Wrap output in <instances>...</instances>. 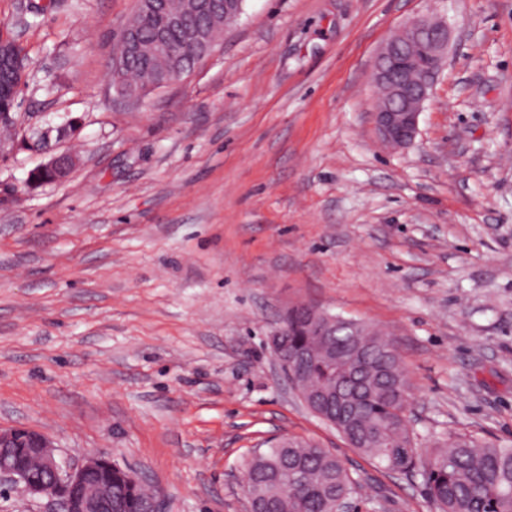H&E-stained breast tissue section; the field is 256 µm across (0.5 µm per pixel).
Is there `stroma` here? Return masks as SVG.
Here are the masks:
<instances>
[{
	"instance_id": "obj_1",
	"label": "stroma",
	"mask_w": 512,
	"mask_h": 512,
	"mask_svg": "<svg viewBox=\"0 0 512 512\" xmlns=\"http://www.w3.org/2000/svg\"><path fill=\"white\" fill-rule=\"evenodd\" d=\"M135 8L0 0L28 55L0 149V428L111 455L161 512H247L246 464L283 436L372 487L361 512H436L306 410L266 338L297 302L368 322L422 439L512 447V0H245L188 77L132 105L111 62ZM426 13L449 55L394 151L372 66ZM31 127L75 152L66 181L30 185L48 159Z\"/></svg>"
}]
</instances>
